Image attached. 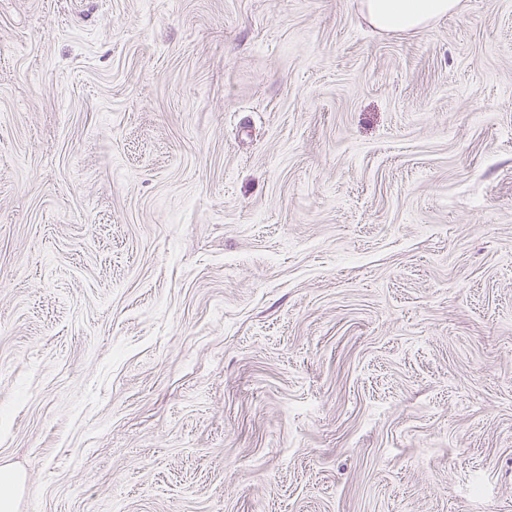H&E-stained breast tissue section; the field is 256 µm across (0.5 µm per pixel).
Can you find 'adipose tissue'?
I'll return each mask as SVG.
<instances>
[{
    "mask_svg": "<svg viewBox=\"0 0 512 512\" xmlns=\"http://www.w3.org/2000/svg\"><path fill=\"white\" fill-rule=\"evenodd\" d=\"M460 0H359L362 15L379 31L403 33L424 29L455 12Z\"/></svg>",
    "mask_w": 512,
    "mask_h": 512,
    "instance_id": "adipose-tissue-1",
    "label": "adipose tissue"
}]
</instances>
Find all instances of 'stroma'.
I'll list each match as a JSON object with an SVG mask.
<instances>
[{
  "label": "stroma",
  "mask_w": 512,
  "mask_h": 512,
  "mask_svg": "<svg viewBox=\"0 0 512 512\" xmlns=\"http://www.w3.org/2000/svg\"><path fill=\"white\" fill-rule=\"evenodd\" d=\"M15 512H512V0H0ZM460 0H359L362 15L379 31L422 30L455 12Z\"/></svg>",
  "instance_id": "35a3bbf8"
}]
</instances>
